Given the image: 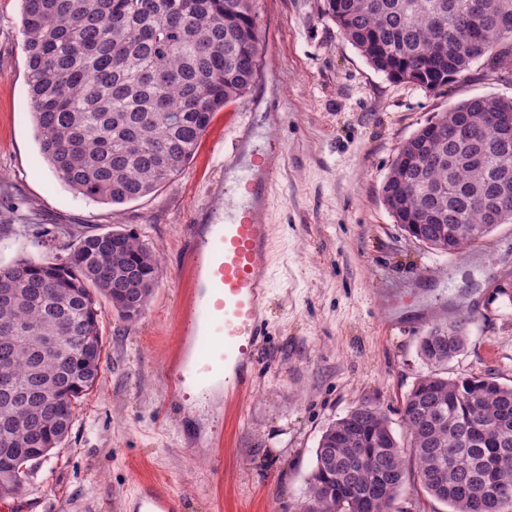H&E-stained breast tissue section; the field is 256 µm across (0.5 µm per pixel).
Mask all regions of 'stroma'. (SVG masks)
Instances as JSON below:
<instances>
[{
    "label": "stroma",
    "mask_w": 512,
    "mask_h": 512,
    "mask_svg": "<svg viewBox=\"0 0 512 512\" xmlns=\"http://www.w3.org/2000/svg\"><path fill=\"white\" fill-rule=\"evenodd\" d=\"M323 0H256L260 77L214 114L193 160L153 194L91 202L39 154L28 96L21 0H0V263L67 255L81 233L134 232L161 269L134 322L100 301L108 358L77 403L68 438L0 512H137L146 484L183 498L182 512H296L326 428L363 402L404 439L402 401L430 372L419 341L455 309L470 316L457 378L491 373L512 384V224L449 256L411 238L385 207L382 185L401 145L461 101L512 99V74L473 62L435 90L375 71L322 14ZM251 144L284 154L271 224L269 334L254 386L237 407L164 377L179 345L188 281L181 271L192 219L227 177L214 151L240 120ZM44 246L33 247L37 231ZM412 298L391 312L389 297Z\"/></svg>",
    "instance_id": "35a3bbf8"
}]
</instances>
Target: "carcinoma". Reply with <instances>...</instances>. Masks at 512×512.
Instances as JSON below:
<instances>
[{"label": "carcinoma", "instance_id": "1", "mask_svg": "<svg viewBox=\"0 0 512 512\" xmlns=\"http://www.w3.org/2000/svg\"><path fill=\"white\" fill-rule=\"evenodd\" d=\"M323 14L376 71L428 90L481 57L512 69V0H324ZM28 94L40 154L83 197L122 205L177 177L214 113L260 66L253 0H22ZM512 99L465 100L418 129L383 192L397 224L450 256L512 223ZM159 262L137 235L82 237L64 258L0 264V500L15 497L68 437L73 404L96 385L106 346L97 296L139 319ZM460 313L420 340L436 368L463 349ZM403 447L360 404L322 433L299 512H398L413 479L451 512L512 504V386L434 370L407 393Z\"/></svg>", "mask_w": 512, "mask_h": 512}]
</instances>
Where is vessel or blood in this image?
<instances>
[{
	"mask_svg": "<svg viewBox=\"0 0 512 512\" xmlns=\"http://www.w3.org/2000/svg\"><path fill=\"white\" fill-rule=\"evenodd\" d=\"M279 148L241 164L224 156L235 173L234 193L216 201L203 229L184 244L191 292L182 322L183 355L169 373L173 391L186 384L220 390L234 404L251 388L255 356L266 328L269 226L261 214L271 202ZM166 489L141 492L138 512H176Z\"/></svg>",
	"mask_w": 512,
	"mask_h": 512,
	"instance_id": "vessel-or-blood-1",
	"label": "vessel or blood"
}]
</instances>
